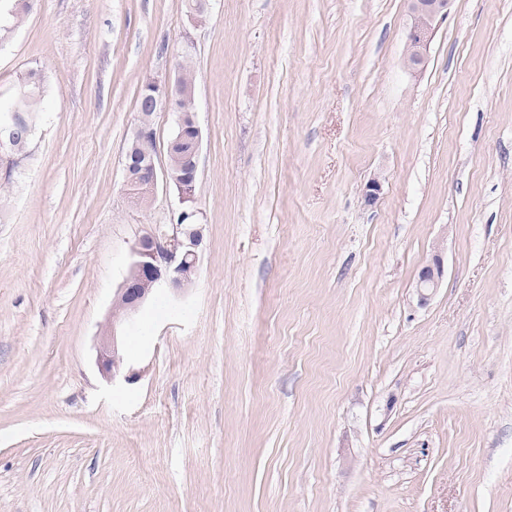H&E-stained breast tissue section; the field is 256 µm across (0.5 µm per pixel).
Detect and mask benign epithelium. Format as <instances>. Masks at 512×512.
Wrapping results in <instances>:
<instances>
[{
	"mask_svg": "<svg viewBox=\"0 0 512 512\" xmlns=\"http://www.w3.org/2000/svg\"><path fill=\"white\" fill-rule=\"evenodd\" d=\"M450 0H408L410 26L406 33V45L411 56L405 59L408 70L416 72L424 68L430 44L443 20L448 15ZM146 85L156 87L158 98L172 108L185 107L195 110L194 87L171 85L166 82L149 80ZM177 125L179 136L188 137L193 150L188 158L186 187L179 191L180 204L192 199L195 191L201 130L191 114H181ZM125 185L133 194L141 186L154 191L158 181H169L167 171L157 170L155 161L141 167L124 158ZM203 240L201 224H151L138 236L131 247L128 273L120 285L114 306L125 310L123 318H113L107 323L104 336L98 348L96 362L108 381L118 377L129 379L123 373L124 360L119 352L118 336L127 328V319L143 309L153 292L168 288L176 294H183L191 288L198 269L199 247ZM444 269L439 260L425 266L416 284L420 301H425L438 287Z\"/></svg>",
	"mask_w": 512,
	"mask_h": 512,
	"instance_id": "benign-epithelium-1",
	"label": "benign epithelium"
}]
</instances>
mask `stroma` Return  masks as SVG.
Wrapping results in <instances>:
<instances>
[{"label": "stroma", "instance_id": "1", "mask_svg": "<svg viewBox=\"0 0 512 512\" xmlns=\"http://www.w3.org/2000/svg\"><path fill=\"white\" fill-rule=\"evenodd\" d=\"M36 0L0 45L43 110L0 153V512H512V0ZM195 74L204 226L96 364L149 224L122 156L147 80ZM379 179L378 203L365 183ZM441 259L426 302L415 283ZM410 26L406 33V45L410 53L405 59L409 71L424 68L430 44L443 20L448 15L450 0H408Z\"/></svg>", "mask_w": 512, "mask_h": 512}]
</instances>
